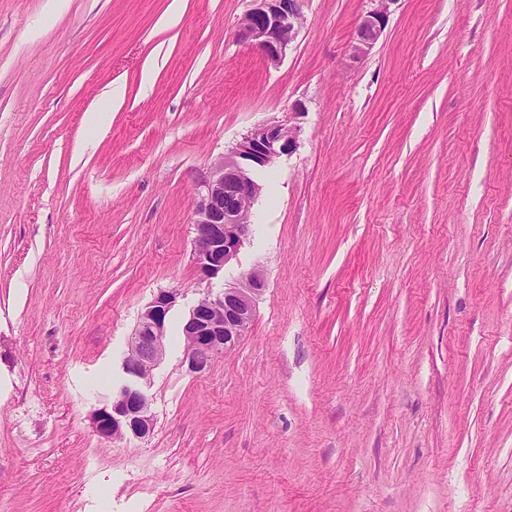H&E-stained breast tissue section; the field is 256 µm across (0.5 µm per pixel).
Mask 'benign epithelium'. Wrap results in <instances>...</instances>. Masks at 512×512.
<instances>
[{
  "mask_svg": "<svg viewBox=\"0 0 512 512\" xmlns=\"http://www.w3.org/2000/svg\"><path fill=\"white\" fill-rule=\"evenodd\" d=\"M372 2L373 8L361 17L350 45L354 59L374 48L387 26L394 0ZM302 18L303 0H252V7L238 23V37L255 47L267 63L277 65L294 44ZM305 112L304 103L297 100L288 107V119L255 126L231 150L218 156L198 180L193 230L200 280L223 271L250 237V212L261 191L255 176L296 150ZM265 286L262 270L253 269L221 292H208L197 301L182 328L191 372H205L215 357L246 335ZM177 298V291L161 290L141 312L123 363L126 382L112 404L92 417V427L100 437L143 438L153 430L142 382L163 356L167 315Z\"/></svg>",
  "mask_w": 512,
  "mask_h": 512,
  "instance_id": "1",
  "label": "benign epithelium"
}]
</instances>
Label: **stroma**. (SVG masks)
Listing matches in <instances>:
<instances>
[{"instance_id": "35a3bbf8", "label": "stroma", "mask_w": 512, "mask_h": 512, "mask_svg": "<svg viewBox=\"0 0 512 512\" xmlns=\"http://www.w3.org/2000/svg\"><path fill=\"white\" fill-rule=\"evenodd\" d=\"M171 2L0 0V512H512V0H394L357 61L369 0H304L275 66L250 0ZM297 100L201 283L197 181ZM256 267L246 336L190 372L191 308ZM162 289L154 430L102 438ZM370 2L375 4L361 17L350 45V55L354 59L365 57L374 48L387 26L390 5L394 0H370Z\"/></svg>"}]
</instances>
